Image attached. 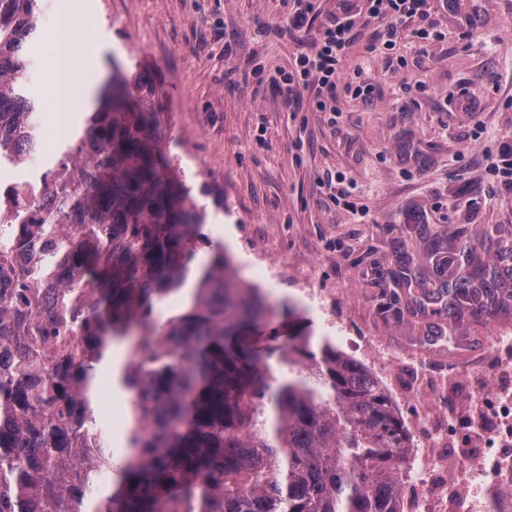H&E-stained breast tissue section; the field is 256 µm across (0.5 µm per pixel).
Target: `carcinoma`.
Instances as JSON below:
<instances>
[{"label":"carcinoma","instance_id":"1","mask_svg":"<svg viewBox=\"0 0 512 512\" xmlns=\"http://www.w3.org/2000/svg\"><path fill=\"white\" fill-rule=\"evenodd\" d=\"M40 2L0 11V166L41 150ZM100 98L35 171L50 205L0 194V277H13L0 293V512H398L405 429L389 394L327 339L275 330L254 344L272 309L203 232L156 85L117 69ZM473 282L463 270L424 296L452 311ZM188 284L186 312L158 317ZM480 288L512 294L494 276ZM116 343L129 397L118 454L95 399Z\"/></svg>","mask_w":512,"mask_h":512}]
</instances>
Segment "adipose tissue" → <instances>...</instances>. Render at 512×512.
<instances>
[{
    "mask_svg": "<svg viewBox=\"0 0 512 512\" xmlns=\"http://www.w3.org/2000/svg\"><path fill=\"white\" fill-rule=\"evenodd\" d=\"M90 23V18L81 15L79 9L62 5L57 25L49 37L54 51L52 82L45 105L47 114L62 112L72 120L90 112L97 102L96 91L85 78V64L72 48L81 29Z\"/></svg>",
    "mask_w": 512,
    "mask_h": 512,
    "instance_id": "ef3b65f1",
    "label": "adipose tissue"
}]
</instances>
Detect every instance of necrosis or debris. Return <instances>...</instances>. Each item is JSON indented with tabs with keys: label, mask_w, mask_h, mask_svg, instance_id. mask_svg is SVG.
<instances>
[{
	"label": "necrosis or debris",
	"mask_w": 512,
	"mask_h": 512,
	"mask_svg": "<svg viewBox=\"0 0 512 512\" xmlns=\"http://www.w3.org/2000/svg\"><path fill=\"white\" fill-rule=\"evenodd\" d=\"M355 343L395 403L411 411L410 465L399 471L401 483L412 488L406 512H512V454L506 452L512 447V389H499L496 368L458 384L453 399L409 356L389 352L371 336L357 337ZM458 398L472 408L466 423L472 456L463 475L448 453L455 445L448 430L461 423L454 411ZM489 444L503 448V456L487 460Z\"/></svg>",
	"instance_id": "1"
}]
</instances>
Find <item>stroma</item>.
Wrapping results in <instances>:
<instances>
[{"mask_svg": "<svg viewBox=\"0 0 512 512\" xmlns=\"http://www.w3.org/2000/svg\"><path fill=\"white\" fill-rule=\"evenodd\" d=\"M78 2L98 22L87 38L108 65L155 75L187 184L224 195L220 209L202 200L207 233L274 305V325L344 354L351 337L370 335L462 380L492 355L494 331L512 335V298L451 312L418 285L466 240L490 269L512 243V178L489 166L512 151V0H432L443 36L423 45L405 27L372 54L365 27L331 112L317 111L311 90L292 96L270 81L295 68L294 0ZM61 4L42 0L45 37L30 66L42 100ZM269 266L274 275L260 277ZM98 400V422L120 446L128 396L105 375Z\"/></svg>", "mask_w": 512, "mask_h": 512, "instance_id": "stroma-1", "label": "stroma"}]
</instances>
